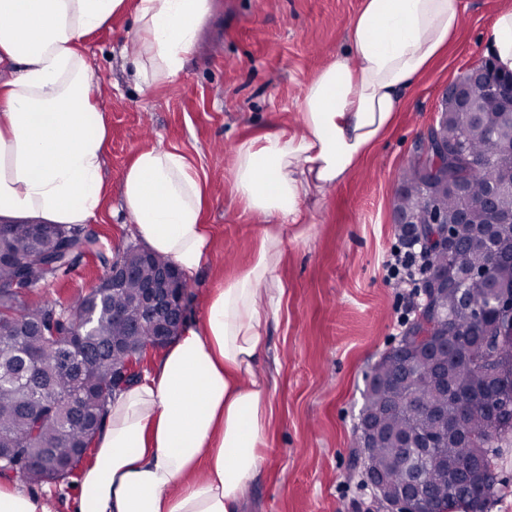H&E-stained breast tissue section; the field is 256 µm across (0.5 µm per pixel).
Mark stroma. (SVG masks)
I'll return each mask as SVG.
<instances>
[{
	"label": "stroma",
	"mask_w": 512,
	"mask_h": 512,
	"mask_svg": "<svg viewBox=\"0 0 512 512\" xmlns=\"http://www.w3.org/2000/svg\"><path fill=\"white\" fill-rule=\"evenodd\" d=\"M465 22L444 54L411 88L393 128L364 164L325 200L309 203L305 238L286 235L280 276L287 290L268 328L266 373L276 380L277 418L262 468L241 512H382L365 481L356 425L365 379L404 334L397 319L407 289L389 283L383 262L400 231L393 222L401 174L437 114L448 82L487 58L498 12L512 0H458ZM179 80L138 90L124 47L123 16L85 42L97 102L110 127L104 177L110 193L86 224L108 252L137 237L122 199L123 172L145 145L175 147L205 175L209 259L189 279L190 327L204 316L211 288L249 262L264 228L233 194L232 146L272 128H295L304 86L347 43L362 0H216ZM104 272L92 257L32 294L68 302Z\"/></svg>",
	"instance_id": "1"
}]
</instances>
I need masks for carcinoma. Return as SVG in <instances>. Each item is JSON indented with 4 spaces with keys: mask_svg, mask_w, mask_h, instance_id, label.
Returning a JSON list of instances; mask_svg holds the SVG:
<instances>
[{
    "mask_svg": "<svg viewBox=\"0 0 512 512\" xmlns=\"http://www.w3.org/2000/svg\"><path fill=\"white\" fill-rule=\"evenodd\" d=\"M487 131L512 140V112L501 111L493 98L482 101L468 140L470 161L459 171L467 197L443 192L433 202L450 216L465 205L472 208L471 222L457 225L453 252L426 253L430 277L448 270L457 276L455 286L436 297L440 342L409 362L415 388L402 364L382 358L363 394L360 417H371L390 437L362 438L359 447L386 474L390 493L402 491L413 471H425L428 489L420 497L421 512H485L497 485L498 449L512 446V315L498 307L497 293L474 288L466 279L489 267L495 283L512 287V224L501 225L491 248L477 238L479 205L498 178ZM402 180L419 194L415 163L408 162ZM56 230V245L47 256V241L35 237L28 225L0 224V448H13L24 460L49 450L75 469L82 460L78 446L87 434L101 430L112 402V362L124 359L112 354L113 345L122 342L143 353L154 337L147 330L132 336L112 318L122 296L104 289L112 282V261L100 239L79 226L58 225ZM84 256L106 266L98 285L66 304L29 299L34 289L59 278ZM169 264L152 254L137 277L123 284L128 298L134 299L154 271ZM22 277L28 287L18 290L14 283ZM72 328L85 332L79 355L67 345ZM488 329L499 332L496 353L502 371L495 381L482 367ZM411 392L423 402L419 411L406 408ZM435 407L448 412L445 432H436ZM15 474L31 485L46 482L36 465L21 466Z\"/></svg>",
    "mask_w": 512,
    "mask_h": 512,
    "instance_id": "carcinoma-1",
    "label": "carcinoma"
}]
</instances>
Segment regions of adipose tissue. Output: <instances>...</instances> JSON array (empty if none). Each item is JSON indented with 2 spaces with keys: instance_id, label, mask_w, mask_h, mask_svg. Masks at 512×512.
<instances>
[{
  "instance_id": "obj_1",
  "label": "adipose tissue",
  "mask_w": 512,
  "mask_h": 512,
  "mask_svg": "<svg viewBox=\"0 0 512 512\" xmlns=\"http://www.w3.org/2000/svg\"><path fill=\"white\" fill-rule=\"evenodd\" d=\"M129 12L131 77L146 90L180 77L212 0H0V67L13 73L0 84V221L76 226L102 211L109 131L83 42ZM463 23L455 0H363L347 49L299 97L298 129L234 144V194L264 219L259 243L209 292L200 328L110 404L74 512H238L275 420L261 361L286 295L284 237L309 198L359 168ZM122 191L152 252L189 276L206 263V180L184 152L139 149Z\"/></svg>"
}]
</instances>
